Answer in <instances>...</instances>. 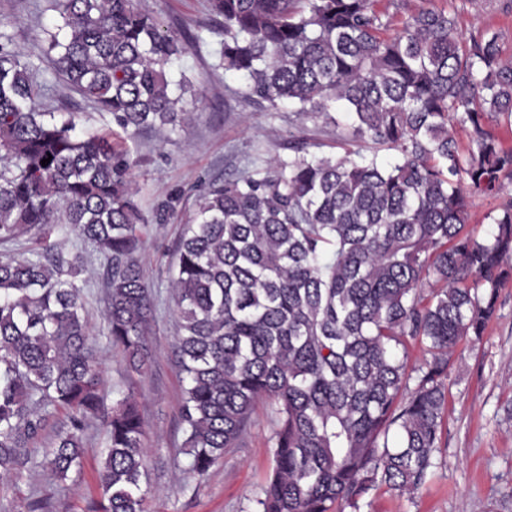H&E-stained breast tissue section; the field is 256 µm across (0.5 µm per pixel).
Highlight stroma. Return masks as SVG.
I'll return each mask as SVG.
<instances>
[{"mask_svg":"<svg viewBox=\"0 0 512 512\" xmlns=\"http://www.w3.org/2000/svg\"><path fill=\"white\" fill-rule=\"evenodd\" d=\"M163 31L189 44L175 73L191 87L182 105L193 120L185 130L146 129L130 136L102 112L67 90L44 57V31L58 21L54 0H0V35L37 68L47 85L44 107L75 113L80 128L111 131L132 167L134 201L150 231L140 253L155 305L147 338L151 362L144 375L128 373L121 348L106 334L107 261L76 234L65 237V253L81 254L85 316L95 338V354L105 380V407L133 392L146 430L149 492L146 512H257V501L274 467L273 405L257 403L252 426L241 447L230 449L203 481L184 476V434L180 423L181 375L175 354L178 329L169 288L173 251L181 230L210 188L265 167L277 154L288 155L305 143L316 155L343 154L351 125L349 114L335 119L300 118L294 106L276 108L246 94L244 79L219 68L224 21L212 16L208 0H137ZM393 23L420 7L443 9L454 17L459 34L470 38L496 32L505 56L512 58V0H379ZM512 201V181L495 194L470 192L468 229L490 238L491 217ZM448 419L433 475L414 494L379 487L359 502L358 512H512V279L497 293V312L480 339L462 341L448 360ZM105 428L89 420L81 472L60 480L43 457L0 479V512H94L100 492L96 475L102 465Z\"/></svg>","mask_w":512,"mask_h":512,"instance_id":"obj_1","label":"stroma"}]
</instances>
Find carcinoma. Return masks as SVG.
<instances>
[{
    "instance_id": "1",
    "label": "carcinoma",
    "mask_w": 512,
    "mask_h": 512,
    "mask_svg": "<svg viewBox=\"0 0 512 512\" xmlns=\"http://www.w3.org/2000/svg\"><path fill=\"white\" fill-rule=\"evenodd\" d=\"M55 2L47 54L67 88L132 134L190 123L174 95L186 91L172 75L180 40L135 0ZM375 2L209 0L224 18L220 66L245 78L250 99L326 117L340 104L355 140L399 154L356 162L298 143L209 190L183 225L170 283L181 470L202 480L271 400L275 466L259 512H345L382 485L417 491L446 424L448 354L483 335L512 278V202L480 240L466 230L463 188L512 180V150L489 129L512 124V60L493 32L460 37L443 9L418 8L390 34ZM43 91L32 64L0 43V245L35 232L27 255H0V477L28 459L53 406L69 422L40 452L65 480L81 468L103 378L78 284L84 259L52 236L73 232L105 255L108 340L137 374L153 300L127 154L110 134L77 131L74 113L43 108ZM454 121L471 127L466 154ZM409 338L431 356L413 388ZM105 424L100 512H145L133 393Z\"/></svg>"
}]
</instances>
